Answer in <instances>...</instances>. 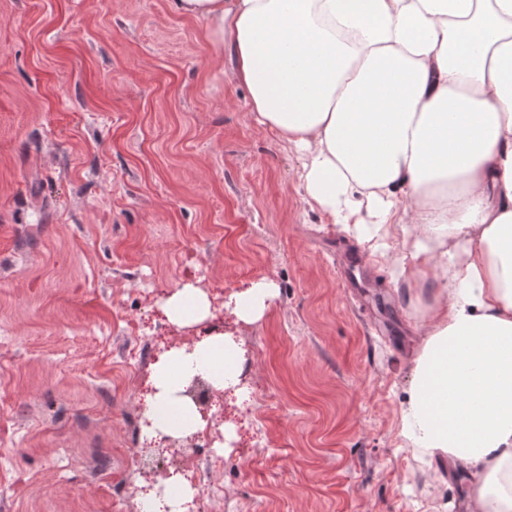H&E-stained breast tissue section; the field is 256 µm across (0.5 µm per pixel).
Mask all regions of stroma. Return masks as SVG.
Segmentation results:
<instances>
[{
    "label": "stroma",
    "mask_w": 512,
    "mask_h": 512,
    "mask_svg": "<svg viewBox=\"0 0 512 512\" xmlns=\"http://www.w3.org/2000/svg\"><path fill=\"white\" fill-rule=\"evenodd\" d=\"M234 63L170 0H0V512H150L124 457L188 282L248 358L206 512H460L399 435L409 285L311 209ZM272 283L257 282L250 288L237 307L238 315L245 321L258 320L267 307V302L275 296Z\"/></svg>",
    "instance_id": "1"
}]
</instances>
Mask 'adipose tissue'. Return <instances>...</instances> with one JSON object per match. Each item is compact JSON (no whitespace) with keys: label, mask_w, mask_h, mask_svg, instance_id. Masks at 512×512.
<instances>
[{"label":"adipose tissue","mask_w":512,"mask_h":512,"mask_svg":"<svg viewBox=\"0 0 512 512\" xmlns=\"http://www.w3.org/2000/svg\"><path fill=\"white\" fill-rule=\"evenodd\" d=\"M223 46L257 122L300 155L306 201L368 210L399 278L427 289L401 437L467 477L468 512H512V0H171ZM402 240L389 244L392 227ZM175 324L210 316L187 285ZM184 350L156 367L169 418Z\"/></svg>","instance_id":"adipose-tissue-1"}]
</instances>
